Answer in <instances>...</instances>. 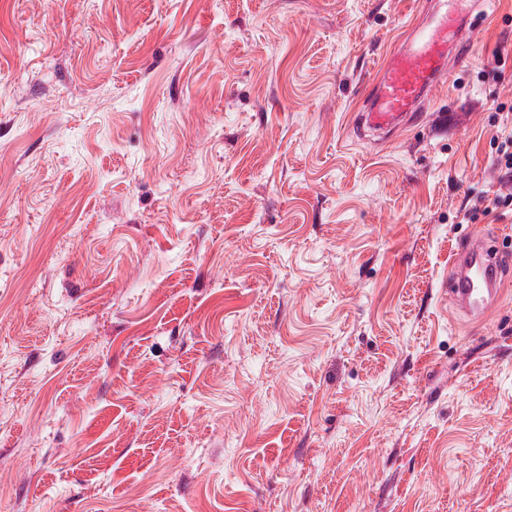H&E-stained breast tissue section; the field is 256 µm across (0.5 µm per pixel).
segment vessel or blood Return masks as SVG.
<instances>
[{"instance_id":"1","label":"vessel or blood","mask_w":512,"mask_h":512,"mask_svg":"<svg viewBox=\"0 0 512 512\" xmlns=\"http://www.w3.org/2000/svg\"><path fill=\"white\" fill-rule=\"evenodd\" d=\"M461 5L471 12L479 8L478 0H433L431 11L414 23L404 44L388 55L359 115L363 127L387 135L417 119L444 81L449 59H461L468 52L467 35L453 43L448 40L450 15ZM452 267L448 293L455 306L473 319H483L497 302L503 282L497 247L473 238L456 252Z\"/></svg>"}]
</instances>
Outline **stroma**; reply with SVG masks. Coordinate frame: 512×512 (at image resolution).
Wrapping results in <instances>:
<instances>
[{
    "mask_svg": "<svg viewBox=\"0 0 512 512\" xmlns=\"http://www.w3.org/2000/svg\"><path fill=\"white\" fill-rule=\"evenodd\" d=\"M415 14L0 0V512H512V0L386 139ZM501 130L499 134L493 136L494 141H498V155L496 165L502 173V177L512 182V118L510 131L506 134L507 124L502 120ZM501 139V141H499ZM448 294L458 310L482 320L498 301L503 278L499 250L481 237L454 255Z\"/></svg>",
    "mask_w": 512,
    "mask_h": 512,
    "instance_id": "obj_1",
    "label": "stroma"
}]
</instances>
